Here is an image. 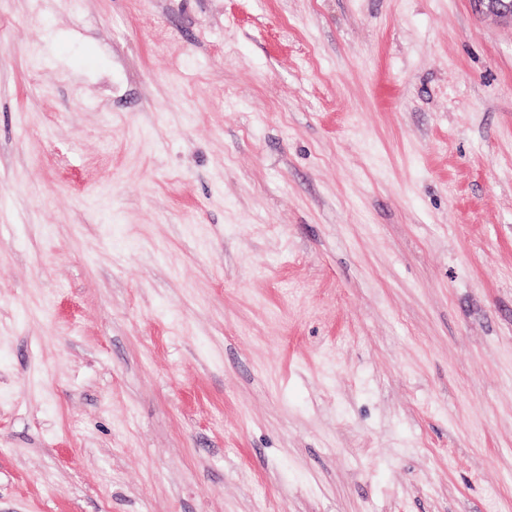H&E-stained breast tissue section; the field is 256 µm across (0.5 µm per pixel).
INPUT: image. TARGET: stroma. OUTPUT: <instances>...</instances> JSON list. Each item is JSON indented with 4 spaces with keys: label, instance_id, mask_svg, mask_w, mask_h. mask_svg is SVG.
<instances>
[{
    "label": "stroma",
    "instance_id": "stroma-1",
    "mask_svg": "<svg viewBox=\"0 0 512 512\" xmlns=\"http://www.w3.org/2000/svg\"><path fill=\"white\" fill-rule=\"evenodd\" d=\"M0 512H512V21L0 0Z\"/></svg>",
    "mask_w": 512,
    "mask_h": 512
}]
</instances>
